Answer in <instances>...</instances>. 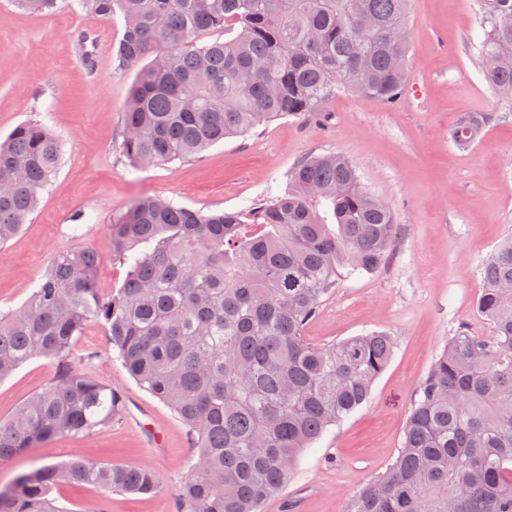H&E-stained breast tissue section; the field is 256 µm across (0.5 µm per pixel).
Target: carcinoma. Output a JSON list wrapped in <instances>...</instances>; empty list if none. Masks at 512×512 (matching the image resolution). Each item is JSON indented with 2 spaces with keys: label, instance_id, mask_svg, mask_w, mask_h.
Here are the masks:
<instances>
[{
  "label": "carcinoma",
  "instance_id": "1",
  "mask_svg": "<svg viewBox=\"0 0 512 512\" xmlns=\"http://www.w3.org/2000/svg\"><path fill=\"white\" fill-rule=\"evenodd\" d=\"M30 14L58 0H14ZM118 12L115 66H140L118 151L134 170L195 158L281 117L319 113L340 91L390 104L408 82L409 0H74ZM479 52L493 93L512 102V0H478ZM214 29L236 31L200 42ZM490 116L464 112L452 138L467 147ZM62 140L28 121L0 142V244L15 238L51 185ZM399 225L348 158L306 155L288 190L243 210L191 209L139 198L109 225L128 276L109 297L89 246L57 254L18 308L0 311V379L34 357L53 380L0 421V462L112 423L120 394L72 359L90 319L123 367L187 426L179 512H262L304 449L363 406L395 348L384 331L328 346L305 331L341 278L374 273ZM475 306L489 326L460 330L409 409L397 458L348 499L345 512H512V240L481 268ZM149 494L143 466L77 458L19 474L0 512L70 509L62 485Z\"/></svg>",
  "mask_w": 512,
  "mask_h": 512
}]
</instances>
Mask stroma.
<instances>
[{
  "mask_svg": "<svg viewBox=\"0 0 512 512\" xmlns=\"http://www.w3.org/2000/svg\"><path fill=\"white\" fill-rule=\"evenodd\" d=\"M121 15L100 18L60 0L33 16L0 0V136L27 120L65 142L59 173L22 232L0 246V307H17L59 252L80 246L100 255L97 286L107 296L126 277L112 258L113 216L144 195L203 211L243 209L288 186L309 154H340L392 210L400 228L386 264L342 278L310 322V342L327 346L373 330L391 332L394 355L371 399L298 458L263 512H344L346 501L386 471L399 454L406 417L420 384L449 336L482 334L477 314L480 267L512 239V104L499 101L482 75L476 0H411V77L424 81L421 102H370L349 93L326 101L321 116L286 117L225 139L200 157L132 170L117 150L137 71L113 64ZM486 112L484 136L462 148L451 137L461 113ZM82 226H75V216ZM74 362L117 388L124 409L108 426L60 437L0 463V488L32 466L76 457L152 469L151 495L105 494L61 485L55 497L105 512H177L185 463L195 448L186 426L116 360L104 326L88 321ZM54 376L34 358L0 381V420L12 417Z\"/></svg>",
  "mask_w": 512,
  "mask_h": 512,
  "instance_id": "obj_1",
  "label": "stroma"
}]
</instances>
